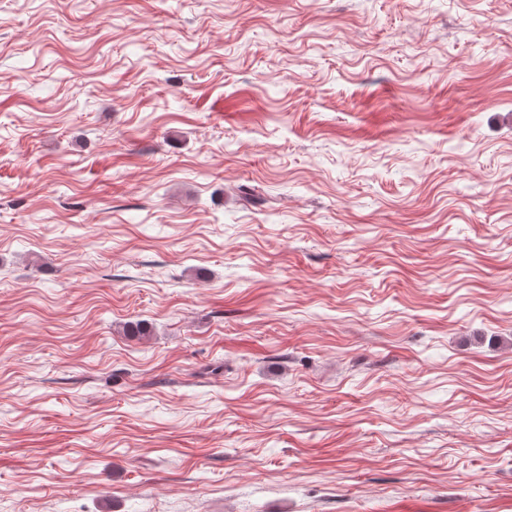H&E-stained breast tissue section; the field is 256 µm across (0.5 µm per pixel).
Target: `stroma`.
Returning <instances> with one entry per match:
<instances>
[{
  "label": "stroma",
  "instance_id": "35a3bbf8",
  "mask_svg": "<svg viewBox=\"0 0 512 512\" xmlns=\"http://www.w3.org/2000/svg\"><path fill=\"white\" fill-rule=\"evenodd\" d=\"M0 512H512V0H0Z\"/></svg>",
  "mask_w": 512,
  "mask_h": 512
}]
</instances>
